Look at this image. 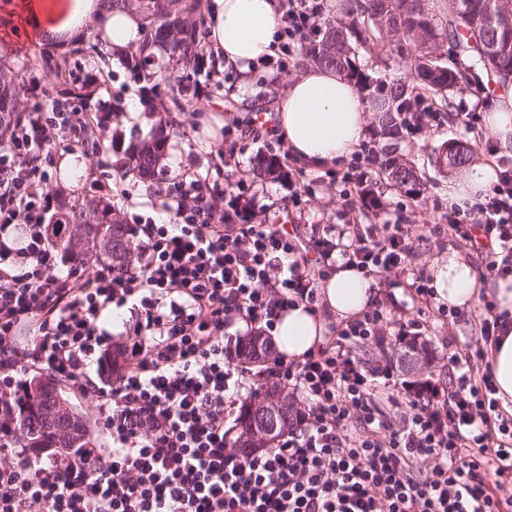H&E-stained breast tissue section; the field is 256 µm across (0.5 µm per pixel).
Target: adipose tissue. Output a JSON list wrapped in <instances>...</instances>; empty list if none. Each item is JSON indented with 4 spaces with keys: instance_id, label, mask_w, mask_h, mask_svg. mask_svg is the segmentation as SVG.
<instances>
[{
    "instance_id": "adipose-tissue-1",
    "label": "adipose tissue",
    "mask_w": 512,
    "mask_h": 512,
    "mask_svg": "<svg viewBox=\"0 0 512 512\" xmlns=\"http://www.w3.org/2000/svg\"><path fill=\"white\" fill-rule=\"evenodd\" d=\"M27 24L36 31H73L97 14V0H22ZM208 43L219 69L232 68L240 82L231 95L240 102L251 101L254 89L249 80L251 65L273 54L279 26L278 0H210L207 9ZM142 31L139 16L117 11L104 23V38L115 53L137 46ZM275 131L290 154L314 165H330L352 154L369 131L371 116L355 86L333 68H302L276 106ZM496 179V170L486 164L471 166L464 177L448 182V203L468 208L480 202ZM435 299L458 310H470L480 294L492 295L499 311L512 314V280L479 285L470 260L457 252L435 262ZM377 286L372 277L350 267L332 269L319 283L323 310L311 312L304 306L279 317L273 333L278 351L289 360L325 342L330 323L347 320L374 303ZM488 359L497 386L500 408L512 414V328L489 346Z\"/></svg>"
}]
</instances>
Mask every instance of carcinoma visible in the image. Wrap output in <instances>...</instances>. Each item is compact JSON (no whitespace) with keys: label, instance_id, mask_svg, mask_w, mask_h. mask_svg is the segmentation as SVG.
<instances>
[{"label":"carcinoma","instance_id":"cac0c4a2","mask_svg":"<svg viewBox=\"0 0 512 512\" xmlns=\"http://www.w3.org/2000/svg\"><path fill=\"white\" fill-rule=\"evenodd\" d=\"M101 9L111 14L116 10L132 11L142 20L141 40L123 58L124 68L140 83L141 99L149 104L158 97L160 82L172 92L169 106L157 115L150 139L122 152L113 151L112 169L121 177L134 173L141 182L153 184L158 165L166 150L169 128L173 127L174 112H184L202 98L190 91V74L204 69V48L201 31L206 25L200 0H99ZM499 0H448V11L440 18L430 14L426 0H348V23L327 20L322 37L305 48L304 58L319 66H328L358 87L376 84V94L370 100L374 122L391 143L384 146L375 163L395 185L418 198L421 195V175L414 162L397 154L402 139L400 114L403 112H435L448 102V91L466 83L480 85L478 73L487 79L506 83L512 79V27L493 28L487 25L490 4ZM496 43L499 53L490 60L484 47ZM453 46L455 55L466 56L471 65L447 66L440 62L444 45ZM368 50L390 47L402 56L411 57V70L404 78L387 80L364 73L355 64L357 47ZM38 63L56 73L67 72L68 57L39 52L31 59L20 57L6 63L0 55V137L21 118L22 98L28 91L22 71ZM460 159H449L448 144L434 152L436 166L448 169L469 163L472 148L458 144ZM279 157L265 155L250 172L254 181L281 172ZM66 224L84 225V234H93L102 241L100 256L117 267L127 263L133 252V229L112 216L110 205L88 210H75L63 217ZM55 249L69 259L81 260L86 253L80 240L56 236ZM258 396L244 403L239 410V432L231 447L247 452L252 448H271L276 439L257 438L249 433L253 424L251 408ZM57 398H43L37 403L23 391L18 399L16 424L19 429L16 444L22 448L67 447V442L44 429L43 418L52 410Z\"/></svg>","mask_w":512,"mask_h":512}]
</instances>
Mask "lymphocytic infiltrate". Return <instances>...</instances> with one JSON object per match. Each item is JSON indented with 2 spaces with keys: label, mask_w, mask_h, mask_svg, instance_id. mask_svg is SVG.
<instances>
[{
  "label": "lymphocytic infiltrate",
  "mask_w": 512,
  "mask_h": 512,
  "mask_svg": "<svg viewBox=\"0 0 512 512\" xmlns=\"http://www.w3.org/2000/svg\"><path fill=\"white\" fill-rule=\"evenodd\" d=\"M321 0H288L284 51L318 29ZM79 112L27 113L0 146V512H507L512 507V417L499 410L483 345L507 322L481 302L480 341L448 362L459 373L446 410L420 393L397 402L392 363L366 367L361 344L386 341L383 304L341 322L299 361L276 357L265 374L308 402L274 447L240 454L224 425L249 386L224 346L236 320L273 328L291 307L318 304L315 271L334 256L387 280L410 271L417 297L432 278L411 269L402 222L353 224L340 245L244 218L214 220L198 182L181 183L170 223L136 225L128 267L82 262L62 272L51 245L59 138L95 135ZM448 231L484 257L487 278L512 277V168ZM136 321L112 371L106 310ZM37 372L97 398L109 446L16 456L17 398ZM400 404L398 422L382 404ZM429 468H421L424 460ZM493 485H486V476Z\"/></svg>",
  "instance_id": "obj_1"
}]
</instances>
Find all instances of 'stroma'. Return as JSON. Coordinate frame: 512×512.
<instances>
[{
  "mask_svg": "<svg viewBox=\"0 0 512 512\" xmlns=\"http://www.w3.org/2000/svg\"><path fill=\"white\" fill-rule=\"evenodd\" d=\"M69 61L76 77L94 76L101 80V88L87 105L88 111L107 115L108 135L115 145L127 147L137 140L149 137L153 122L138 109L140 100L138 85L118 61L90 62L83 56L70 55ZM302 62L301 54H294L286 68L275 63L260 61L250 71L256 95L251 108H244L230 94L239 79L236 71L217 70L214 64H206L195 80L205 93L203 103L224 116L223 127L215 128L216 142L231 140L234 157L224 160L214 149L208 148L209 138L202 133L196 109L177 113L178 132L169 140V146L162 162L164 169L160 191H153L136 178L118 177L112 169V157L108 154L87 152L84 143H76L73 151L81 161V175L71 177L64 172H53V187L63 189L66 206L82 204L92 196L101 184L111 185L108 200L113 210L126 223L135 224L144 219L160 220L164 213L163 192L185 180L203 176L207 183L224 186L225 199L241 197L248 202L253 213L260 217L280 215L288 223L297 225L302 244V254H311L313 235L321 234L327 227L339 224H380L387 220L402 219L413 227V237L419 246L415 251V267L433 272L436 259L447 256L455 244L447 234H434L427 228L428 221L444 217L449 212L448 178L439 172L430 161L435 148L444 141H460L471 146L474 163H493L497 167L512 166V157L500 155L496 140L489 134L473 136L463 123L465 112L487 113L495 104L496 96L490 89L473 93L466 87H458L448 95V108L442 113L441 122L412 130L401 142V148L420 171L424 184L421 198H414L404 189L391 186L377 167H370L367 183L371 196L352 193L341 196V186L336 181L338 173L346 171L348 160L336 164L314 167L289 159V179L252 181L247 171L258 156L274 153L287 156L288 148L279 136L271 131L275 120V100L278 91L284 90L288 81L298 71ZM26 81L36 83V94L24 100L26 109L41 108L45 112H68L70 101L59 93L55 73L45 68L26 72ZM232 128V135H225V128ZM378 199V206H371V199ZM410 279L402 273L392 274L388 283L382 284L378 294L392 316L420 318L426 330L420 341L431 353L433 382L437 388L434 399L436 406H443L448 396L452 375L448 356L453 347L474 341L479 334L478 310L462 311L455 322L446 324L433 312L437 303L422 305L414 298L409 287Z\"/></svg>",
  "mask_w": 512,
  "mask_h": 512,
  "instance_id": "1",
  "label": "stroma"
}]
</instances>
